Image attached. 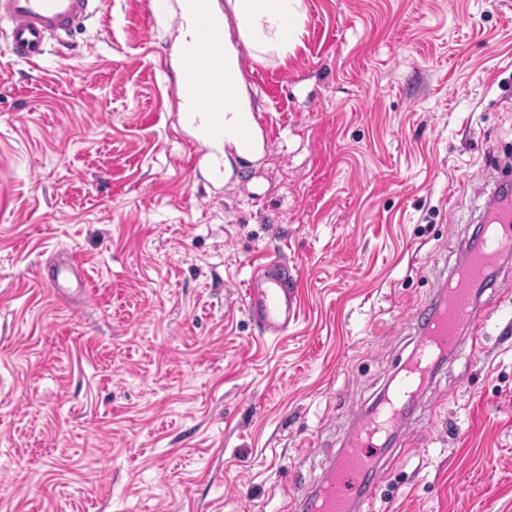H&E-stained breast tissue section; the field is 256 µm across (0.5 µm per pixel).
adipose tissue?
Masks as SVG:
<instances>
[{
	"label": "adipose tissue",
	"mask_w": 512,
	"mask_h": 512,
	"mask_svg": "<svg viewBox=\"0 0 512 512\" xmlns=\"http://www.w3.org/2000/svg\"><path fill=\"white\" fill-rule=\"evenodd\" d=\"M301 0H233L237 40H225L220 65L224 81L235 89L233 102L223 115H215L202 104L181 100L179 121L194 139L206 147L212 168H219L226 149L244 159L255 158L261 150L259 132L248 140L239 136L240 116L252 109L251 97L242 83L238 66L239 47L256 53L276 52L286 55L301 33ZM178 8L181 23L172 44V65L178 81H185L191 68L189 56L201 38L198 19L215 14L214 0H156V12Z\"/></svg>",
	"instance_id": "adipose-tissue-1"
}]
</instances>
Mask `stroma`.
Here are the masks:
<instances>
[{
  "label": "stroma",
  "instance_id": "1",
  "mask_svg": "<svg viewBox=\"0 0 512 512\" xmlns=\"http://www.w3.org/2000/svg\"><path fill=\"white\" fill-rule=\"evenodd\" d=\"M301 12L293 53L246 57L264 148L221 178L145 0L35 65L0 32V512H282L412 353L410 304L512 174V0ZM269 253L302 299L278 338L242 298ZM481 304L373 512H512V291Z\"/></svg>",
  "mask_w": 512,
  "mask_h": 512
}]
</instances>
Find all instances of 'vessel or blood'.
I'll use <instances>...</instances> for the list:
<instances>
[{"mask_svg": "<svg viewBox=\"0 0 512 512\" xmlns=\"http://www.w3.org/2000/svg\"><path fill=\"white\" fill-rule=\"evenodd\" d=\"M96 0H0V22L8 27L12 53L38 63L50 40L62 39L89 16ZM204 37L192 51V80L179 87L213 112H223L233 95L215 92L214 62L224 43V21L200 19ZM466 260L411 312L418 342L407 365L400 369L382 399L352 429L314 489L297 504L298 512H364L375 489L370 476L379 468L390 438L424 388L429 373L444 354L460 353L465 344H478L484 320L475 300L500 257L512 253V198L490 193L483 231L466 245ZM246 308L263 334L280 336L299 318L297 279L287 260L266 259L254 267L244 290Z\"/></svg>", "mask_w": 512, "mask_h": 512, "instance_id": "b4317fda", "label": "vessel or blood"}]
</instances>
